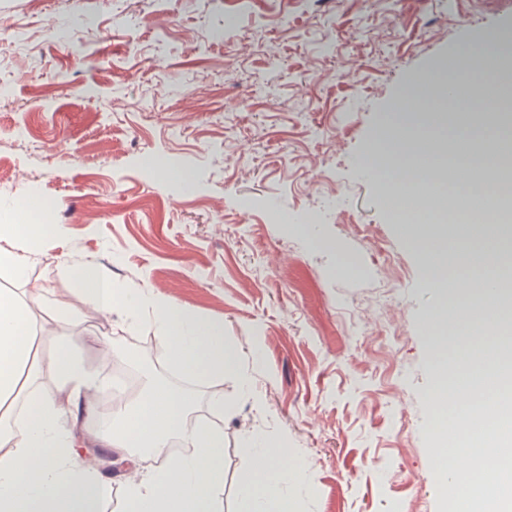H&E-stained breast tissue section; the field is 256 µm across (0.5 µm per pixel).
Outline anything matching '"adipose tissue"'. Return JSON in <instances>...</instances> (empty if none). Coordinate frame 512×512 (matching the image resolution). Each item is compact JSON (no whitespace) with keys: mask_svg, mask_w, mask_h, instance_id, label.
<instances>
[{"mask_svg":"<svg viewBox=\"0 0 512 512\" xmlns=\"http://www.w3.org/2000/svg\"><path fill=\"white\" fill-rule=\"evenodd\" d=\"M412 95L401 92L392 100L389 124L396 136L383 137L369 156L391 176L389 189L401 210L417 209L431 214L440 205L439 175L448 166L445 153H438L429 167L416 158L418 134L412 128L408 106ZM51 208L39 205L26 223H0V238H12L14 249L0 248V271L24 281L28 259L20 249L26 240L54 232L49 222ZM403 237L423 263L427 284L436 285L440 298L428 315L429 343L435 385L429 396L434 447L449 449L458 472L469 470L474 451L455 447L454 430L446 417L453 408L469 406L474 371H493L512 379V364L502 362L500 350L512 334V320L500 313L502 297L484 290V283H499L512 274L507 263V245L482 233L447 238L436 225L404 226ZM67 272L76 294L98 310L116 307L145 310L163 335L165 361L182 377V385L158 381L142 387L109 417L100 419L93 439L100 447L132 460L145 454L157 461L146 470L135 465L125 478V500L129 512H222L219 494L224 487V432L214 421L224 411V401L209 397L207 422L193 423L195 398L186 389L189 381H223L239 371L234 346L221 322L197 316L185 308L146 290L113 283L96 265L71 262ZM53 289L32 284L25 293L0 289V512H102L111 489L95 467L79 457L70 423L78 412L98 410L95 394L100 389L97 374L86 370L71 352L72 337H53V346L39 344L43 326L33 320L30 304L48 305L52 321L69 318L65 301L54 299ZM456 345L466 368L447 375L449 345ZM50 379L61 392L44 390L39 382ZM456 387V405L448 403L449 387ZM504 397L478 407L469 416L465 431L478 432V447L484 450L512 446V424L489 429L485 423L498 416ZM189 447L177 468H169L170 440ZM249 466L238 477L236 512H289L283 490L306 481L302 464H281L288 454L282 444L269 442L255 432L242 443ZM512 483V467L495 470L479 494L468 496L464 512H512V498L501 494L503 484Z\"/></svg>","mask_w":512,"mask_h":512,"instance_id":"1","label":"adipose tissue"}]
</instances>
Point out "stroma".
<instances>
[{
	"label": "stroma",
	"mask_w": 512,
	"mask_h": 512,
	"mask_svg": "<svg viewBox=\"0 0 512 512\" xmlns=\"http://www.w3.org/2000/svg\"><path fill=\"white\" fill-rule=\"evenodd\" d=\"M500 2L0 0V207L49 204L57 226L28 277L75 310L58 332L88 368L108 337L105 395L158 332L95 311L67 263L223 321L239 373L190 385L224 399L223 512L254 431L306 468L294 512H446L434 297L366 152L434 60L512 34Z\"/></svg>",
	"instance_id": "35a3bbf8"
}]
</instances>
